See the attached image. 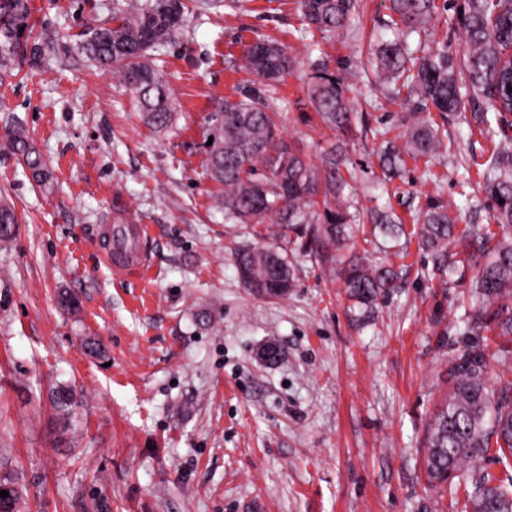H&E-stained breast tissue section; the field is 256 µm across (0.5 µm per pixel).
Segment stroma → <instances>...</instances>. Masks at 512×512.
<instances>
[{"mask_svg":"<svg viewBox=\"0 0 512 512\" xmlns=\"http://www.w3.org/2000/svg\"><path fill=\"white\" fill-rule=\"evenodd\" d=\"M117 2L33 0L45 58L0 85V128L21 123L55 175L41 190L0 149V194L18 216L0 244V461L22 486L18 512H455L422 457L449 357L486 338L467 329L468 281L448 283L413 242L401 258L360 234L329 241L323 214L287 232L294 291L254 297L234 249L257 238L225 222L205 145L215 99L253 84L240 58L259 38L299 61L278 86L280 131L318 168L339 146L350 209L381 208L413 232L429 204L451 201L460 228L484 229L483 194L458 183L462 159L488 156L489 142L455 118L456 152L406 159L385 182L380 152L401 143L410 110L368 62L371 38H396L388 0H358L333 35L306 28L297 0H186L185 29L152 54L176 99L172 128L154 132L110 73L69 54ZM320 72L351 102L346 130L308 100ZM119 207L152 227L145 276L98 257ZM355 256L398 275L368 320L340 278ZM64 292L77 312L61 309ZM271 342L282 355L268 362ZM63 385L77 394L66 417L50 400Z\"/></svg>","mask_w":512,"mask_h":512,"instance_id":"stroma-1","label":"stroma"}]
</instances>
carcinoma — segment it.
Listing matches in <instances>:
<instances>
[{
    "label": "carcinoma",
    "mask_w": 512,
    "mask_h": 512,
    "mask_svg": "<svg viewBox=\"0 0 512 512\" xmlns=\"http://www.w3.org/2000/svg\"><path fill=\"white\" fill-rule=\"evenodd\" d=\"M390 26L400 35L421 33L443 10H454V27L465 40L467 52L457 56L448 41L432 49L419 44L418 52L402 51L399 43L381 42L374 49L378 78L394 82L396 94L412 100L404 147L384 152L383 165L392 171L403 154L431 157L447 147L448 119L471 104L493 113L477 125L495 143L480 172L484 206L497 231L456 233L457 218L451 204L430 206L417 230L419 246L430 252L436 269L471 280L470 320L477 328L495 332L494 346L466 345L448 359V396L432 418L426 438L425 473L432 488L458 494L463 478L466 500L461 512H512V474L500 479L479 469L477 462L495 449L504 466L512 464V380L489 383L488 375L499 366L512 364V307L502 302L512 297V0H389ZM302 20L309 29L332 35L346 26L356 10V0H301ZM184 0H154L142 5L127 0L117 8L112 24L91 20L75 41L79 60L112 72L135 98L143 121L158 132L171 128L176 103L161 70L149 60V52L172 42L187 24ZM32 0H0V81L21 66L38 64L42 44L34 34ZM243 68L272 89L296 65L283 46L259 38L248 44ZM317 112L340 130L351 124V107L332 75L320 74L307 89ZM442 122H437L433 113ZM212 144L207 146V170L222 186L218 204L229 224H314L319 205H328L345 180L339 175L336 156L325 160L319 175L304 153L279 134L274 98L255 93L214 104ZM0 146L30 170L43 188H50L52 173L39 150L17 124L5 125ZM370 219L380 233L403 249V225L390 215L371 210L351 215L339 209L326 227L328 238L339 241L358 231ZM18 223L8 199L0 198V241L11 238ZM240 277L258 297L282 299L296 287L288 247L282 243L244 246L236 251ZM349 299L369 305L394 287V273L364 258L350 260L343 270ZM59 413L67 415L76 402L69 387L52 392Z\"/></svg>",
    "instance_id": "cac0c4a2"
}]
</instances>
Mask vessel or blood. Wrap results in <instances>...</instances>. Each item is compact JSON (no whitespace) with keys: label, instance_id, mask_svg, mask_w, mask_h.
<instances>
[{"label":"vessel or blood","instance_id":"1","mask_svg":"<svg viewBox=\"0 0 512 512\" xmlns=\"http://www.w3.org/2000/svg\"><path fill=\"white\" fill-rule=\"evenodd\" d=\"M104 244L100 255L105 264L128 275H140L150 267L151 227L134 224L123 217L103 225Z\"/></svg>","mask_w":512,"mask_h":512}]
</instances>
